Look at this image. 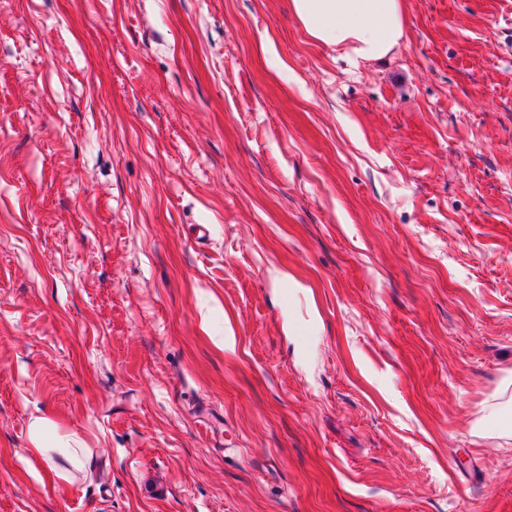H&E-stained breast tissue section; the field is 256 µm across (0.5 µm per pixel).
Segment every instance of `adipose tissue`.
I'll use <instances>...</instances> for the list:
<instances>
[{"instance_id": "ef3b65f1", "label": "adipose tissue", "mask_w": 512, "mask_h": 512, "mask_svg": "<svg viewBox=\"0 0 512 512\" xmlns=\"http://www.w3.org/2000/svg\"><path fill=\"white\" fill-rule=\"evenodd\" d=\"M292 16L311 41L336 50L353 66L390 61L406 40L408 16L404 0H288ZM29 441L48 482H72L86 471L89 457L71 436L58 434L45 412L32 416Z\"/></svg>"}]
</instances>
